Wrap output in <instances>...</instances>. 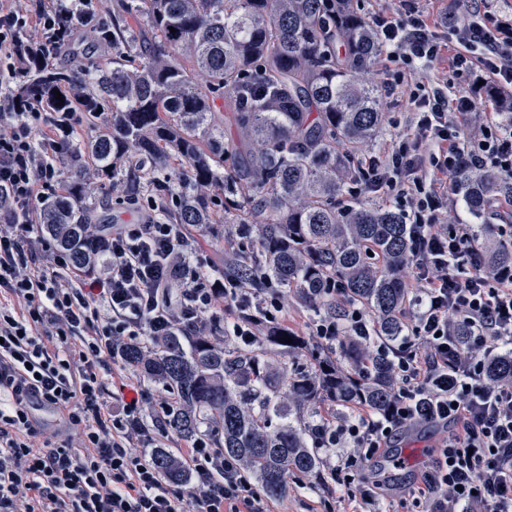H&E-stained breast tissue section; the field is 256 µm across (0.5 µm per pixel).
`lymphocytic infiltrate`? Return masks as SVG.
Wrapping results in <instances>:
<instances>
[{"label": "lymphocytic infiltrate", "mask_w": 512, "mask_h": 512, "mask_svg": "<svg viewBox=\"0 0 512 512\" xmlns=\"http://www.w3.org/2000/svg\"><path fill=\"white\" fill-rule=\"evenodd\" d=\"M67 9L0 0V512H267L238 461L195 439L181 459L195 482L187 491L164 481L151 458L159 427L150 414L173 409V396L144 392L112 404L118 354L149 346L177 326L208 335L221 311L255 309L279 320L285 295L257 298L234 277L203 272L197 249L163 201L120 190L117 203L141 215L93 235L94 262L72 273L70 252L41 231L43 205L65 189L53 156L68 147L79 117L20 101L12 79L94 29L64 27L91 0ZM400 11L370 15L383 55L387 96L412 123L382 155L357 159L348 193L380 192L408 226L413 259L404 282L411 316L406 334L386 345L394 372L388 406L364 405L318 427L334 482L351 483L393 437L422 425L447 428L408 491L421 512H512V380L490 376L512 356V269L487 272L470 225L449 224L448 188L461 167L512 174V128L488 123L471 134L466 117L481 98L512 92V16L480 4L463 17L434 18L398 0ZM447 59L471 84L449 94L431 66ZM425 81H416L420 71ZM370 319L347 303L343 318L310 325L316 342L365 337ZM57 409L63 437L39 438L36 406Z\"/></svg>", "instance_id": "obj_1"}]
</instances>
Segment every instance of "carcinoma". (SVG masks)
<instances>
[{
  "label": "carcinoma",
  "instance_id": "1",
  "mask_svg": "<svg viewBox=\"0 0 512 512\" xmlns=\"http://www.w3.org/2000/svg\"><path fill=\"white\" fill-rule=\"evenodd\" d=\"M91 25L107 42L136 49V63L50 62L18 83L23 97L42 98L50 112H82L91 126L112 109L111 122L72 149L91 166L75 165L65 193L45 204L43 232L70 249L73 265L86 260L87 199L107 180L124 183L127 156L156 171L180 162L186 173L172 223L210 224L219 206L224 223L259 236L256 254L232 255L222 271L260 270L317 317L342 314L326 293L340 280L347 300L377 316L369 337L350 339L339 355L326 349L312 370L291 375L265 362L262 349L221 348L179 329L148 348L124 350L127 365L176 393L170 427L187 439L207 436L276 498L290 476L319 472L308 446L314 426L292 415L361 402L379 410L392 397L386 358L370 361L368 378L358 365L370 341L392 342L402 332L410 242L399 212L347 193L355 160L382 128L378 86L367 79L380 51L376 34L353 0L333 9L327 0H126L124 14L109 23L95 16ZM218 98L230 106V140L215 117ZM227 155L235 160L229 172ZM219 183L224 192L215 198L209 188ZM458 188L477 218L493 200L512 204V175L496 170H464ZM482 246L489 268L512 266V241L487 238ZM261 343L290 354L305 348L284 327L265 330ZM273 416L284 419L276 430L268 429ZM154 463L172 481L188 482L167 449L157 450Z\"/></svg>",
  "mask_w": 512,
  "mask_h": 512
}]
</instances>
